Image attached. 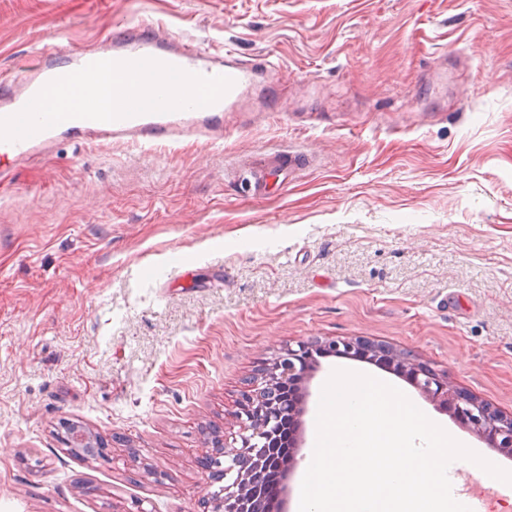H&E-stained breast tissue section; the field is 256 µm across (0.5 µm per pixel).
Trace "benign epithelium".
<instances>
[{
    "instance_id": "benign-epithelium-1",
    "label": "benign epithelium",
    "mask_w": 512,
    "mask_h": 512,
    "mask_svg": "<svg viewBox=\"0 0 512 512\" xmlns=\"http://www.w3.org/2000/svg\"><path fill=\"white\" fill-rule=\"evenodd\" d=\"M323 352L347 359L369 354L385 357L390 369L409 377L415 387L448 410L454 420L467 426L490 447L512 457V417H505L472 395L453 388L445 377L413 357L361 339L300 342L297 348L290 347L274 359L262 381L246 390L241 411L235 414L241 428L239 441L229 445L221 440L226 460L215 458L221 474L211 480H222L224 486L207 497L212 512H272V507L259 496V488L273 473H292L300 447L298 438L286 448L280 446L277 438L280 421L285 414L297 421L305 411V396L287 397L283 390L292 382L305 383L316 355Z\"/></svg>"
}]
</instances>
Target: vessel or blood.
I'll use <instances>...</instances> for the list:
<instances>
[{
  "mask_svg": "<svg viewBox=\"0 0 512 512\" xmlns=\"http://www.w3.org/2000/svg\"><path fill=\"white\" fill-rule=\"evenodd\" d=\"M112 57L118 61L153 58L190 73L229 77L233 85L217 103L208 107L145 113L114 121L73 118L25 139L0 141V163H23L39 153L55 136L68 131L103 143L150 145L177 142L193 136H205L211 143H220L224 139L225 113L235 110L249 94L256 78L269 66L268 61L259 56L243 61L229 54L220 57L203 51L193 42L174 37L157 23L128 25L115 32L112 36ZM60 75L57 53L50 47L42 48L17 68L19 80L35 93Z\"/></svg>",
  "mask_w": 512,
  "mask_h": 512,
  "instance_id": "obj_1",
  "label": "vessel or blood"
}]
</instances>
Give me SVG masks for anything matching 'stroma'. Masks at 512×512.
<instances>
[{
	"instance_id": "obj_1",
	"label": "stroma",
	"mask_w": 512,
	"mask_h": 512,
	"mask_svg": "<svg viewBox=\"0 0 512 512\" xmlns=\"http://www.w3.org/2000/svg\"><path fill=\"white\" fill-rule=\"evenodd\" d=\"M161 22L274 68L221 145L64 134L0 192V512H206L200 460L300 341L409 353L512 416V0H0V75ZM283 179L245 190L257 155ZM185 259L184 270L173 264ZM488 461L512 460L401 377ZM79 427L103 444L70 446Z\"/></svg>"
}]
</instances>
